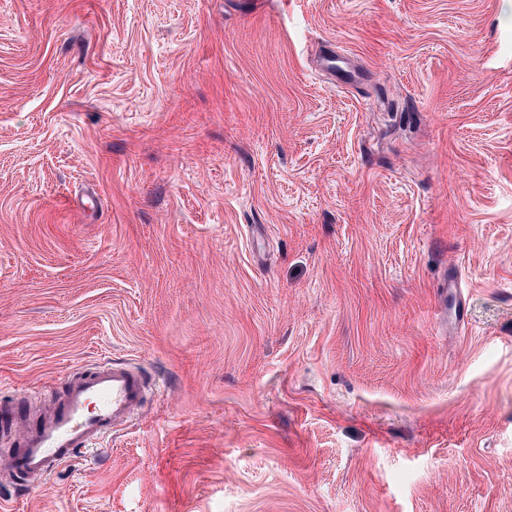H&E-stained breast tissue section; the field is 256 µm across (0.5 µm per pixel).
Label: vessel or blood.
<instances>
[{"instance_id": "1", "label": "vessel or blood", "mask_w": 512, "mask_h": 512, "mask_svg": "<svg viewBox=\"0 0 512 512\" xmlns=\"http://www.w3.org/2000/svg\"><path fill=\"white\" fill-rule=\"evenodd\" d=\"M154 386L137 367L102 359L69 372L59 386L25 395L27 413L0 400V481L38 483L92 447L106 446L151 397Z\"/></svg>"}]
</instances>
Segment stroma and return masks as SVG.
Here are the masks:
<instances>
[{
  "instance_id": "stroma-1",
  "label": "stroma",
  "mask_w": 512,
  "mask_h": 512,
  "mask_svg": "<svg viewBox=\"0 0 512 512\" xmlns=\"http://www.w3.org/2000/svg\"><path fill=\"white\" fill-rule=\"evenodd\" d=\"M103 357L0 512H512V0H0V395ZM154 395L143 370L100 359L69 372L56 388L29 390L25 414L12 399L0 400L2 435L18 439L1 445V481L39 483L92 447L108 445Z\"/></svg>"
}]
</instances>
